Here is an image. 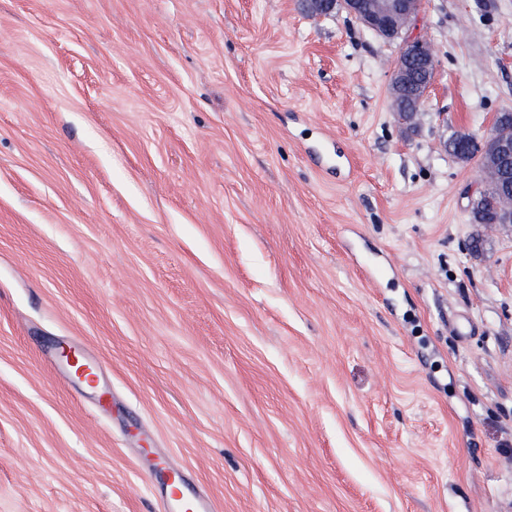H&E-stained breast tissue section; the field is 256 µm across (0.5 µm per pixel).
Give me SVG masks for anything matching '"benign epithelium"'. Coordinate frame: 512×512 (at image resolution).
Here are the masks:
<instances>
[{
	"label": "benign epithelium",
	"mask_w": 512,
	"mask_h": 512,
	"mask_svg": "<svg viewBox=\"0 0 512 512\" xmlns=\"http://www.w3.org/2000/svg\"><path fill=\"white\" fill-rule=\"evenodd\" d=\"M305 11L316 16L331 13L336 0H301ZM346 10L373 34L387 40L399 41V51L390 74L389 94L398 120L410 121L412 113L425 103L427 93L436 76V52L419 32L421 0H343ZM498 120H493L490 131L456 147L460 158L469 155L477 144L486 151L484 166L480 167L484 187L489 171L503 167L512 159V139L497 131Z\"/></svg>",
	"instance_id": "benign-epithelium-1"
}]
</instances>
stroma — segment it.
Masks as SVG:
<instances>
[{
    "mask_svg": "<svg viewBox=\"0 0 512 512\" xmlns=\"http://www.w3.org/2000/svg\"><path fill=\"white\" fill-rule=\"evenodd\" d=\"M437 78L296 0H0V512H512V226L445 143L512 112V0ZM99 364L87 390L56 358ZM493 184L494 181L488 183L480 202L472 208V219L476 224H492L495 222L498 198ZM156 468L165 474L166 480L157 490L161 512H217L220 506L206 491H198L188 497L183 488L180 468L168 456L156 459Z\"/></svg>",
    "mask_w": 512,
    "mask_h": 512,
    "instance_id": "35a3bbf8",
    "label": "stroma"
}]
</instances>
